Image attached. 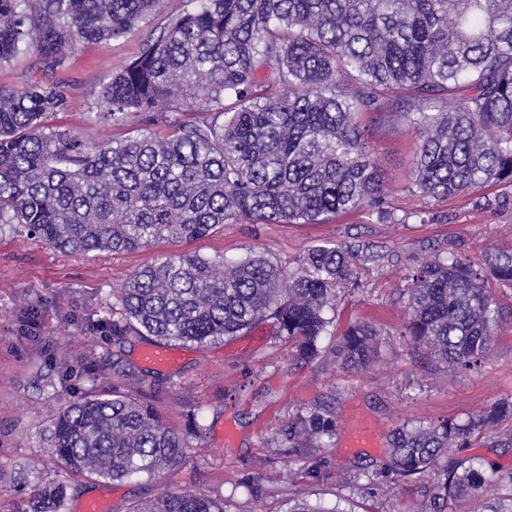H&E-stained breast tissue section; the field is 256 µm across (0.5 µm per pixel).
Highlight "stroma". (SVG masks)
<instances>
[{
    "instance_id": "obj_1",
    "label": "stroma",
    "mask_w": 512,
    "mask_h": 512,
    "mask_svg": "<svg viewBox=\"0 0 512 512\" xmlns=\"http://www.w3.org/2000/svg\"><path fill=\"white\" fill-rule=\"evenodd\" d=\"M185 6L160 0L123 38L74 46L61 74L70 102L52 124L91 144L135 135L138 121L113 127L96 118L97 94ZM367 140L384 172L381 213L365 209L324 224H227L198 240L73 256L19 225L0 227V512H31L43 487L56 483L68 486L67 512H81L92 496L103 497L108 512H129L166 489L223 498L224 512H282L293 497L336 503L342 512H415L435 479L394 478L385 468L388 436L406 422H461L512 398V288L492 290L498 325L490 356L449 375L403 334L408 278L448 247L477 265L512 249V185L423 197L409 190L415 144L405 118L373 124ZM354 241L372 244L376 257L361 263L356 281L334 288L331 323L311 360H297L271 320L204 346L178 345L168 367L146 360L150 346L140 337L120 339L96 325L134 272L163 256L255 252L293 272L313 246ZM359 321L377 330L375 362L366 368L344 364L338 352L342 333ZM116 355L140 376L134 394L184 439V456L151 479L69 478L52 454L49 428L66 403L111 388ZM311 412L329 429L322 447H290L289 423ZM358 420L372 427L376 446L348 447ZM462 454L512 473V420L474 436Z\"/></svg>"
}]
</instances>
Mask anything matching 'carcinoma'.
<instances>
[{"mask_svg": "<svg viewBox=\"0 0 512 512\" xmlns=\"http://www.w3.org/2000/svg\"><path fill=\"white\" fill-rule=\"evenodd\" d=\"M187 6L97 96L105 122L146 125L136 137L88 145L49 122L66 109V83L0 86V224H18L64 253L131 252L164 239H199L225 224H321L381 209L384 186L369 125L406 117L416 143L410 192L448 198L512 183V0H186ZM159 0H0V65L34 47L44 75L67 51L117 39ZM178 90L206 115L177 117ZM455 100L448 109V99ZM368 247L319 245L293 273L261 254H179L137 270L117 296L112 335L164 345L207 344L273 319L299 360L319 355L332 288L356 275ZM512 288V251L480 269L452 250L411 276L404 335L446 366L470 370L489 355L496 301ZM375 330L344 335V363L367 367ZM504 400L462 423L404 424L386 468L432 474L416 512L495 482L477 457L453 453L504 418ZM52 452L85 479L152 476L177 466L183 443L145 401L114 385L62 408ZM318 416L288 426L295 447L319 448ZM66 486L45 488L44 512H65ZM131 512H224V500L161 492ZM286 512H343L288 500Z\"/></svg>", "mask_w": 512, "mask_h": 512, "instance_id": "carcinoma-1", "label": "carcinoma"}]
</instances>
